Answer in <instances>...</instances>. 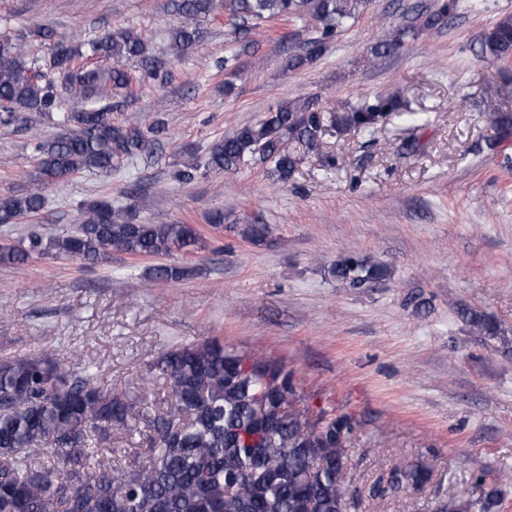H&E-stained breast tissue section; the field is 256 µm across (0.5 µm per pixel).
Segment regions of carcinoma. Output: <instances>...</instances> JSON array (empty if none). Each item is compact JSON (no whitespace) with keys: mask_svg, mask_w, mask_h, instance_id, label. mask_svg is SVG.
Segmentation results:
<instances>
[{"mask_svg":"<svg viewBox=\"0 0 512 512\" xmlns=\"http://www.w3.org/2000/svg\"><path fill=\"white\" fill-rule=\"evenodd\" d=\"M374 0H179L180 21L168 32L167 54L178 57L204 38L201 19L224 15L237 53L253 45L242 37L271 20L314 29L288 60L297 69L319 57L329 40L366 14ZM462 0H433L412 7L406 22L389 29L367 50L377 59L398 53L409 36L433 30L452 18ZM31 35L46 46L43 60L28 57L25 36L0 37V126L19 132L48 118L66 131L35 146L39 178L23 192L0 198V224L34 217L44 208L43 188L80 172L109 174L128 160L150 153L167 131L161 118L143 128L112 119L122 107L112 102L104 80L129 88L163 79L167 59L158 56L136 31L118 27L81 44L55 39L36 27ZM477 56L512 63V14L495 19L479 40ZM112 62L108 77L88 60ZM140 62L138 74L127 68ZM105 101L96 108L58 111L64 98ZM418 120L394 92L367 99L326 116L309 97L270 109L210 148L205 162L194 156L175 172L183 184L202 171L234 172L248 161L266 164L282 182L302 157L326 138L354 130L373 133L386 120ZM264 224H248L242 236L261 244ZM201 239L192 224L138 221L130 207L103 198L80 210L76 227L47 236L30 229L27 242L0 246V265L21 268L54 256L96 263L114 254L132 257L191 254ZM327 275L350 288H370L390 279L383 264L363 257L331 263ZM153 281L178 282L195 270L178 263L149 269ZM473 333L507 350L512 338L485 312L461 311ZM169 382V408L153 416L144 396L122 388L103 392L97 366L62 363L47 351L0 359V512H347L352 476L347 443L356 421L349 414L321 410L314 421L296 410L301 401L292 372L282 359L224 346L218 339L178 344L159 352L147 379ZM119 432L139 437L143 453L123 465L104 460L100 439ZM437 473L433 462L394 463L381 471L370 494L383 500L400 492L422 495ZM485 485L484 512L501 504L502 486Z\"/></svg>","mask_w":512,"mask_h":512,"instance_id":"1","label":"carcinoma"}]
</instances>
